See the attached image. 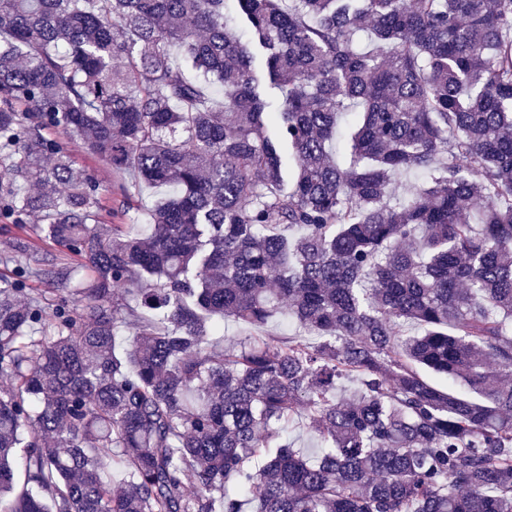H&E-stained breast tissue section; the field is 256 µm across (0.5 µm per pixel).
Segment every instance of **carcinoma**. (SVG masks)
Here are the masks:
<instances>
[{"label":"carcinoma","instance_id":"cac0c4a2","mask_svg":"<svg viewBox=\"0 0 512 512\" xmlns=\"http://www.w3.org/2000/svg\"><path fill=\"white\" fill-rule=\"evenodd\" d=\"M26 216L89 276L0 277V512H512V0H0ZM72 154L74 159L80 166H85L89 173L95 178V180L102 186L112 187V193L107 194L106 205L107 208L113 213L108 217L114 224H131L122 216V204L123 195L119 190V185L123 181L124 176L113 172L111 166L98 159L93 158L82 149L79 144H71ZM306 422V418L300 410L293 415V418L289 423V430L291 431V436L295 441L294 448L301 449L305 457L309 461H313L315 459L314 453L317 439L314 433L307 429Z\"/></svg>","mask_w":512,"mask_h":512}]
</instances>
